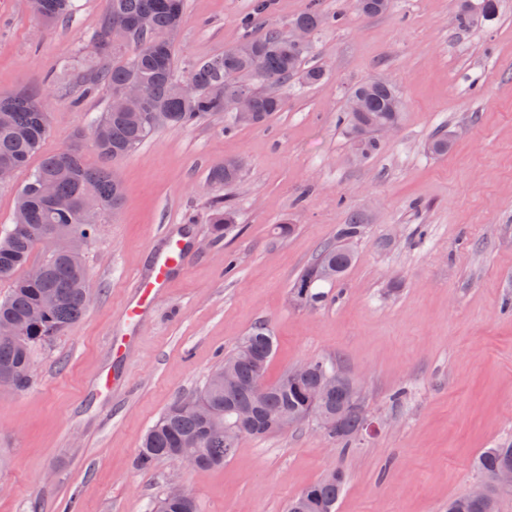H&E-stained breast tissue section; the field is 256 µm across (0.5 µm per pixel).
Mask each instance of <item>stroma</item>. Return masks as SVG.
Listing matches in <instances>:
<instances>
[{
  "instance_id": "obj_1",
  "label": "stroma",
  "mask_w": 512,
  "mask_h": 512,
  "mask_svg": "<svg viewBox=\"0 0 512 512\" xmlns=\"http://www.w3.org/2000/svg\"><path fill=\"white\" fill-rule=\"evenodd\" d=\"M463 0H396L366 16L354 0H185L179 72L256 34L287 29L311 4L332 22L308 65L326 77L277 87L280 112L262 126L230 113L166 127L113 161L125 196L84 248L92 299L64 336L38 345L22 392L0 386V512H153L173 485L200 512H287L326 473L347 481L337 512H448L480 476L486 448L512 444V0L459 27ZM43 22L30 0H0V94L46 96L52 153L100 114L106 90L82 97L59 64L90 51L106 0H75ZM376 75L394 82L401 126L367 160L344 131L347 92ZM449 138L432 154L429 139ZM240 179L207 184L225 159ZM236 222L214 238L216 203ZM364 234L341 283L315 306L292 285L338 225ZM190 234L186 269L160 296L108 393L110 343L136 276L163 234ZM276 339L268 380L326 359L357 388L370 426L340 448L314 422L244 438L223 467L135 465L146 431L203 386L256 323Z\"/></svg>"
}]
</instances>
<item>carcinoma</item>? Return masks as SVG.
Wrapping results in <instances>:
<instances>
[{
    "mask_svg": "<svg viewBox=\"0 0 512 512\" xmlns=\"http://www.w3.org/2000/svg\"><path fill=\"white\" fill-rule=\"evenodd\" d=\"M34 13H44L45 21L56 22L72 13L73 0H31ZM394 0H356L364 15L378 16L391 11ZM496 0L467 3L457 14L462 27L474 17H489L496 12ZM183 0H108V8L94 35L95 51L75 61L61 64L63 80L78 79L82 94L89 95L104 87L112 96L128 84L137 82L146 93L142 107L127 112L112 111L106 104L93 121L90 138L103 165H86L80 142L43 156L30 170L28 165L39 154L49 136V119L42 96L31 89L0 95V165L14 171L29 170L15 198L14 215L22 223L0 236V280L11 285L7 297L0 300V320L15 323L20 335L12 342L0 341V385L24 390L31 384L32 348L64 335L85 313L91 292L84 256L68 250L69 239L80 235L90 239L98 217L115 212L121 205L123 189L108 163L133 153L138 146L164 127L191 126L207 116L227 111V102L240 88L249 90L254 99L255 115L248 121L235 119L239 125H262L283 102L269 88L297 77L305 85L322 83L325 73L318 67H305L312 44L297 46L286 32L272 29L259 37L245 36L224 53L193 63L185 77L177 75L176 41L172 32L181 29ZM314 33L327 22L317 5L296 17ZM127 29V42L114 46L112 28ZM121 62L108 63V57L125 51ZM349 97H361V112L347 111L345 133L354 154L366 160L377 150L380 140L373 130L379 126L399 127L403 104L397 88L370 78L356 85ZM243 166L226 160L209 174L212 186L237 181ZM235 212L217 207L209 216L213 231L220 236L235 224ZM365 225L359 216L336 229V241L324 247L315 260L296 278L293 297L305 305L322 301L324 294L314 291L320 283L333 284L343 279L355 260L354 241ZM43 252L36 264L32 256ZM275 351V337L268 325L260 322L242 337L224 362L207 378L194 398L222 414L224 424L239 423L238 410L253 411L256 429L253 435L278 432L273 421L282 414H300L306 422L319 415L337 418V425L327 430L336 444L349 448L367 431L369 423L358 390L346 379L316 412L306 414L309 400L324 377L339 374L336 366L324 359L310 361L303 378L290 381L286 375L270 383L267 371ZM236 379L232 390H224V371ZM238 448L225 444L224 433H212L208 422L179 398L161 415L144 435L138 449L137 463L148 468L167 460L174 449L197 454L198 469L210 470L224 465ZM483 480L489 482L504 468L512 469V446L487 448L475 462ZM346 482L336 470L310 485L288 503L287 512H336V503ZM501 490L493 487L484 500L467 495L448 502V512H500ZM158 512H199L195 500L160 501Z\"/></svg>",
    "mask_w": 512,
    "mask_h": 512,
    "instance_id": "carcinoma-1",
    "label": "carcinoma"
}]
</instances>
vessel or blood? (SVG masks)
<instances>
[{
	"label": "vessel or blood",
	"mask_w": 512,
	"mask_h": 512,
	"mask_svg": "<svg viewBox=\"0 0 512 512\" xmlns=\"http://www.w3.org/2000/svg\"><path fill=\"white\" fill-rule=\"evenodd\" d=\"M186 256L184 239L170 237L154 253L137 278L136 293L123 310L125 329L112 338L113 359L123 358L132 348L139 326L147 319L158 295L183 266Z\"/></svg>",
	"instance_id": "vessel-or-blood-1"
}]
</instances>
